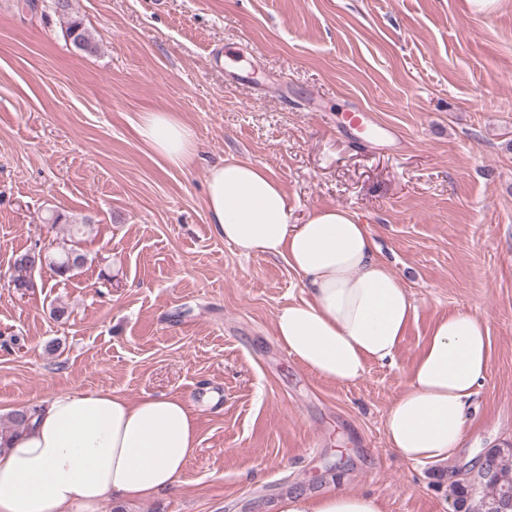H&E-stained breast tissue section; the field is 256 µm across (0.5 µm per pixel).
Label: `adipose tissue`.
Returning a JSON list of instances; mask_svg holds the SVG:
<instances>
[{"instance_id": "1", "label": "adipose tissue", "mask_w": 512, "mask_h": 512, "mask_svg": "<svg viewBox=\"0 0 512 512\" xmlns=\"http://www.w3.org/2000/svg\"><path fill=\"white\" fill-rule=\"evenodd\" d=\"M137 133L172 165L193 157V133L171 113H146ZM206 206L218 237L245 255L282 258L301 278L308 297L277 314L275 333L309 371L350 384L369 363L393 360L416 308L354 213L324 207L293 223V206L270 170L241 161L208 168ZM491 351L489 328L477 314L436 321L386 413L387 442L400 458L445 461L464 448ZM198 444L196 420L180 397L56 394L0 449V512H99L107 501L150 500L178 489ZM281 512L385 508L377 496L332 486L316 497L286 496Z\"/></svg>"}]
</instances>
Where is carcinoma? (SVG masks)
<instances>
[{
  "label": "carcinoma",
  "instance_id": "cac0c4a2",
  "mask_svg": "<svg viewBox=\"0 0 512 512\" xmlns=\"http://www.w3.org/2000/svg\"><path fill=\"white\" fill-rule=\"evenodd\" d=\"M56 12L67 18L66 36L72 45L85 53L97 51V43L83 21L72 14L71 0H54ZM66 223L72 232L80 234L90 226V220H79L52 212L45 218L47 224ZM87 263L79 250L63 246L53 255H46V265L59 277H70ZM448 498L454 512H512V448H492L487 451L485 478L474 487L464 479L448 486Z\"/></svg>",
  "mask_w": 512,
  "mask_h": 512
}]
</instances>
